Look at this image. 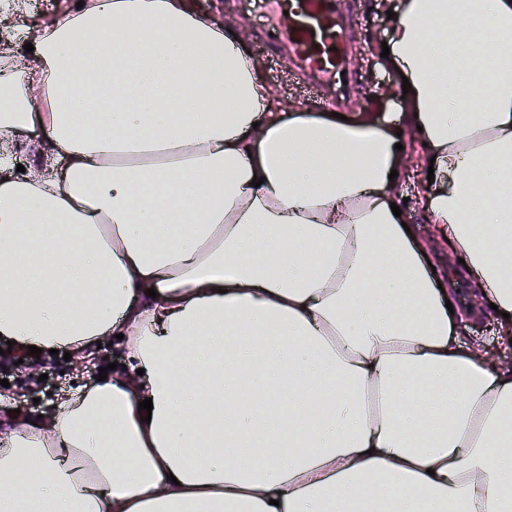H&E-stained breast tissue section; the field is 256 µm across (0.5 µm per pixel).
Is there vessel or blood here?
Instances as JSON below:
<instances>
[{
	"label": "vessel or blood",
	"instance_id": "vessel-or-blood-1",
	"mask_svg": "<svg viewBox=\"0 0 512 512\" xmlns=\"http://www.w3.org/2000/svg\"><path fill=\"white\" fill-rule=\"evenodd\" d=\"M354 0H287V14L269 30V42L302 71L315 104L347 106L342 71L350 52L349 31L357 16Z\"/></svg>",
	"mask_w": 512,
	"mask_h": 512
}]
</instances>
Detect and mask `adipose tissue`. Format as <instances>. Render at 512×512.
I'll return each mask as SVG.
<instances>
[{
  "label": "adipose tissue",
  "instance_id": "adipose-tissue-1",
  "mask_svg": "<svg viewBox=\"0 0 512 512\" xmlns=\"http://www.w3.org/2000/svg\"><path fill=\"white\" fill-rule=\"evenodd\" d=\"M30 41L0 131L53 167L0 159V339L82 362L119 334L128 363L6 421L0 512H512V368L391 210L397 130L278 111L187 0H83ZM388 46L431 221L512 347V0H399Z\"/></svg>",
  "mask_w": 512,
  "mask_h": 512
}]
</instances>
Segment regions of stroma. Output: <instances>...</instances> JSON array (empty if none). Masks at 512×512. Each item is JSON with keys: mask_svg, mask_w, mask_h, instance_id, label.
I'll return each mask as SVG.
<instances>
[{"mask_svg": "<svg viewBox=\"0 0 512 512\" xmlns=\"http://www.w3.org/2000/svg\"><path fill=\"white\" fill-rule=\"evenodd\" d=\"M197 13L216 18L224 25L236 29L251 56L261 64L265 83L276 102L283 108L298 107L310 110L304 86L291 76L292 65L287 58L270 54L262 45L263 33L268 26V15L257 0H190ZM395 0H359L360 18L353 34V53L349 59L352 69L360 77V100L346 110L349 122H358L367 114L391 120L397 114V104L402 91V78L399 72L382 68L379 64L382 43L386 41L393 22L388 19V10L393 9ZM405 155L401 163V176L393 190L395 200L401 201L403 208L424 232L428 243V258L433 265L444 269L454 264L455 259L444 241L432 233V224L426 209V196L429 184L426 171L421 163L424 149L419 140L406 136ZM459 310H472L466 330L461 331V341L469 337H482L491 353L490 365L501 364L508 354L500 349L497 336L498 325L490 310H475L472 285L462 281L454 296ZM117 367L125 365V351L120 340L102 346L94 357L88 371L76 370L73 361L63 355L42 351L38 366L39 374H32L14 365L8 355H0V369L4 370L8 386H0V417L8 410H20L24 414L53 415L54 407L65 393H75L90 385L98 377L101 368L108 364Z\"/></svg>", "mask_w": 512, "mask_h": 512, "instance_id": "obj_1", "label": "stroma"}]
</instances>
